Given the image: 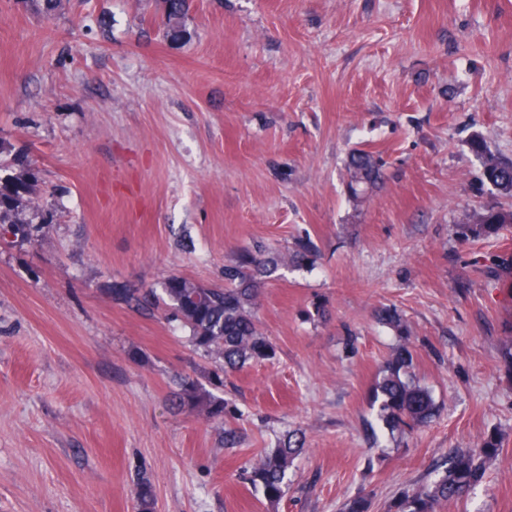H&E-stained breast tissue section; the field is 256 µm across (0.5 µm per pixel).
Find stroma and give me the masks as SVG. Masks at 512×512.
<instances>
[{
  "instance_id": "obj_1",
  "label": "stroma",
  "mask_w": 512,
  "mask_h": 512,
  "mask_svg": "<svg viewBox=\"0 0 512 512\" xmlns=\"http://www.w3.org/2000/svg\"><path fill=\"white\" fill-rule=\"evenodd\" d=\"M63 0L45 17L0 0V159L38 175L36 240L0 228V512H374L450 448L503 451L446 512H512V228L465 235L512 199L482 185L480 135L512 161V0ZM383 165L363 203L352 149ZM313 249L261 294L274 360L229 377L243 442L172 405L171 376L210 364L163 311L114 288L172 275L224 283L235 252ZM325 305L327 320L314 317ZM410 329L441 406L373 438L371 391ZM309 450L279 504L245 480L287 429ZM167 4L166 21L167 36L172 40L184 37L186 31L182 28L181 18L187 7V0H165ZM471 224H467L466 230L474 237L497 234L504 229L507 223V215L495 208L481 207L471 216Z\"/></svg>"
}]
</instances>
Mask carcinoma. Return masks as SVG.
Segmentation results:
<instances>
[{
  "mask_svg": "<svg viewBox=\"0 0 512 512\" xmlns=\"http://www.w3.org/2000/svg\"><path fill=\"white\" fill-rule=\"evenodd\" d=\"M28 9L52 16L62 0H20ZM167 36L178 40L185 35L181 18L187 0H166ZM471 152L480 159L482 181L505 197H512V162L499 160L479 135L469 140ZM347 187L350 198L362 202L378 188L381 167L368 151L353 150L347 159ZM37 177L29 170L21 175H0V224L10 225L11 232L22 240H33L38 227L27 218L26 211L41 212L35 201ZM512 219L495 208L482 207L471 216L466 230L480 237L498 233ZM310 262L307 248L282 250L258 245L239 250L224 265V287L210 288L189 278L172 275L161 290L144 291L130 288L112 289V299L137 308L164 306L170 317L188 327L190 342L212 361L205 381L188 374L173 378V401L181 411L204 416L208 421L224 426V447L234 448L242 441L239 429L228 419L235 413L228 410L224 397L215 394L224 389V377L253 363L276 356L274 345L260 331L256 308L264 280L288 266L301 267ZM378 323L400 338L383 367V376L372 391V409L380 426L389 435L411 432L430 423L439 408L432 392L422 386L412 372L413 356L407 346L409 328L400 313L391 306L375 310ZM305 434L300 429L284 433L274 448L259 451L250 466L249 482L262 492L269 502H279L288 492L295 474V460L305 449ZM500 444L494 437L483 439L469 448H457L436 463L428 481L406 485L399 489L387 512H445L450 502L469 495L482 481L489 461L498 456ZM137 500L140 512H153L155 492L151 481L138 483ZM340 512H372L370 494L360 492L346 498Z\"/></svg>",
  "mask_w": 512,
  "mask_h": 512,
  "instance_id": "carcinoma-1",
  "label": "carcinoma"
}]
</instances>
